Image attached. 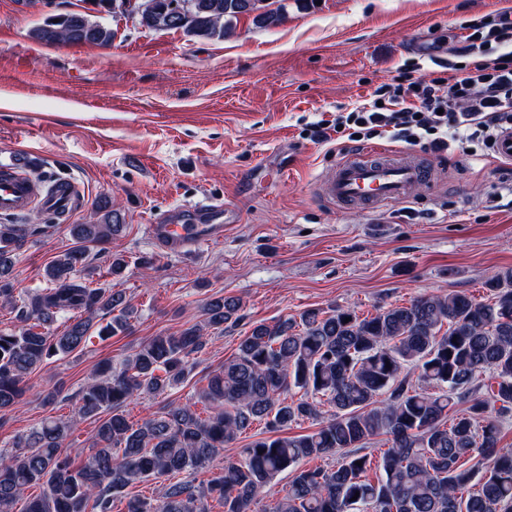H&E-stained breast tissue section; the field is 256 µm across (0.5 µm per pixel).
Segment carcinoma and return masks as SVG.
<instances>
[{"mask_svg": "<svg viewBox=\"0 0 512 512\" xmlns=\"http://www.w3.org/2000/svg\"><path fill=\"white\" fill-rule=\"evenodd\" d=\"M173 2L137 0L139 25L221 39L229 17L252 14L261 27L284 21L263 0H188L190 20L180 27ZM89 4V13L46 17L33 38L110 46L112 30L92 14H114L121 0ZM98 212L93 224L69 225L73 245L44 270L51 287L23 293L15 288L17 251L33 230L0 224V303L18 322L0 330L1 413L19 405L29 391L26 378L47 359L130 326L134 308L125 293L91 288L78 277L91 245L106 256L112 277L128 266L108 248L124 229L112 200L102 198ZM486 287L493 291L488 302L458 291L366 317L335 306L258 323L237 353L206 376L197 403L171 400L154 417L130 423V401L183 384L207 332L240 319L239 300H211L201 322L141 343L118 368L100 365L77 394L78 419L50 416L14 438V452L0 454V512H15L31 487L39 493L26 512H112L128 486L161 479L159 498L131 497L126 512H210L209 498L224 512H249L284 471L291 473L288 487L269 512H512V448H499L502 422L512 416V268L488 278ZM64 311V330L52 332ZM102 313L112 321L97 327ZM87 418L99 425L87 461L78 465L67 439ZM304 419L317 428L288 435ZM257 422L266 436L240 457H224V448ZM381 435L387 448L374 462L362 450ZM329 456L336 457L332 466L300 467ZM214 467L204 485L183 477ZM374 467L380 475L373 481Z\"/></svg>", "mask_w": 512, "mask_h": 512, "instance_id": "cac0c4a2", "label": "carcinoma"}]
</instances>
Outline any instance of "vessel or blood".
<instances>
[{
    "instance_id": "b4317fda",
    "label": "vessel or blood",
    "mask_w": 512,
    "mask_h": 512,
    "mask_svg": "<svg viewBox=\"0 0 512 512\" xmlns=\"http://www.w3.org/2000/svg\"><path fill=\"white\" fill-rule=\"evenodd\" d=\"M430 175L427 165L410 154L362 149L336 164L320 187L323 197L338 207H376L406 202L412 187ZM77 198L76 187L60 191L53 181L39 179L28 155L17 152L0 162V214L18 215L35 203L50 212H67ZM196 210L207 214L209 223L177 224L163 216L148 225L149 237L172 254H185L201 244L223 240V204H200Z\"/></svg>"
}]
</instances>
